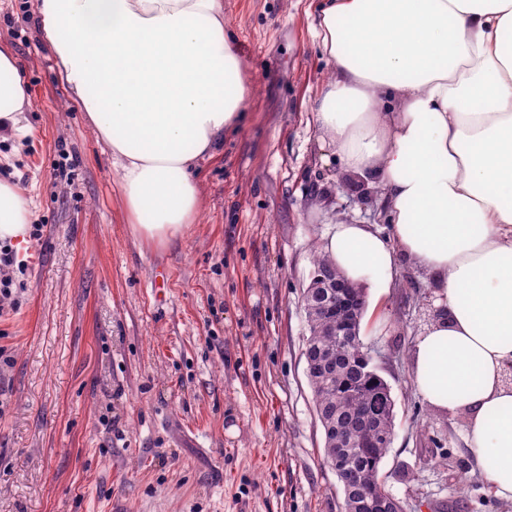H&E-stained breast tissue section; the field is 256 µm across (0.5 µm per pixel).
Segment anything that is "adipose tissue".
Segmentation results:
<instances>
[{
	"label": "adipose tissue",
	"instance_id": "adipose-tissue-1",
	"mask_svg": "<svg viewBox=\"0 0 512 512\" xmlns=\"http://www.w3.org/2000/svg\"><path fill=\"white\" fill-rule=\"evenodd\" d=\"M61 77L120 172L131 229L164 245L200 209L198 164L255 93L222 0H37ZM334 66L316 127L383 191L388 233L330 225L321 249L356 283L397 265L434 285L418 337L423 402L463 417L476 470L512 500V0H322ZM15 55L0 47V138L26 135ZM22 190L0 180V242L24 241Z\"/></svg>",
	"mask_w": 512,
	"mask_h": 512
}]
</instances>
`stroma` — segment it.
<instances>
[{
    "label": "stroma",
    "instance_id": "1",
    "mask_svg": "<svg viewBox=\"0 0 512 512\" xmlns=\"http://www.w3.org/2000/svg\"><path fill=\"white\" fill-rule=\"evenodd\" d=\"M319 0H223L258 84L198 172L194 224L135 236L112 155L61 79L36 0H0V44L32 106L0 140V179L41 239L0 308V512H342L323 463L301 302L328 223L386 228L324 142L312 105L332 65ZM72 165L59 172L62 155ZM417 268L368 289L364 343L396 401L382 471L406 512H512L472 465L462 417L429 408L413 349L435 308Z\"/></svg>",
    "mask_w": 512,
    "mask_h": 512
}]
</instances>
